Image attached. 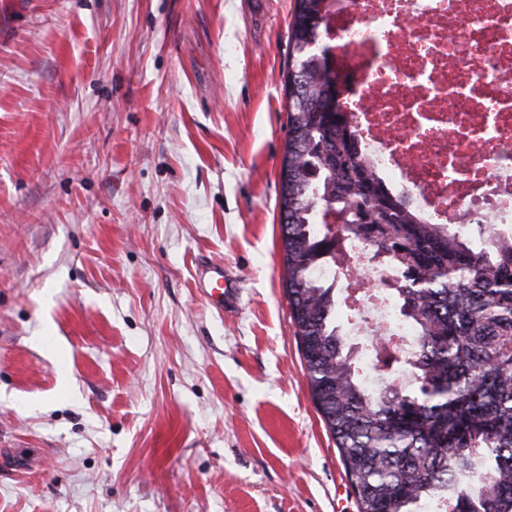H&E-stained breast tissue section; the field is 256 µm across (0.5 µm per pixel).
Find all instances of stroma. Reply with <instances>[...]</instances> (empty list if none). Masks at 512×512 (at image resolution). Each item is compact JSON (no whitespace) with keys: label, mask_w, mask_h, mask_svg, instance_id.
<instances>
[{"label":"stroma","mask_w":512,"mask_h":512,"mask_svg":"<svg viewBox=\"0 0 512 512\" xmlns=\"http://www.w3.org/2000/svg\"><path fill=\"white\" fill-rule=\"evenodd\" d=\"M294 8L0 0V512H358L285 293ZM209 288H203L208 301L215 305H224V268L220 265H213L209 268Z\"/></svg>","instance_id":"stroma-1"}]
</instances>
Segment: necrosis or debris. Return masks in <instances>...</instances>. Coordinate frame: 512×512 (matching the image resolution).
I'll use <instances>...</instances> for the list:
<instances>
[{
    "mask_svg": "<svg viewBox=\"0 0 512 512\" xmlns=\"http://www.w3.org/2000/svg\"><path fill=\"white\" fill-rule=\"evenodd\" d=\"M321 41L373 176L428 224H492L512 242V0H325ZM314 276L345 288L351 343L415 327L389 293L394 267L347 237Z\"/></svg>",
    "mask_w": 512,
    "mask_h": 512,
    "instance_id": "1",
    "label": "necrosis or debris"
}]
</instances>
